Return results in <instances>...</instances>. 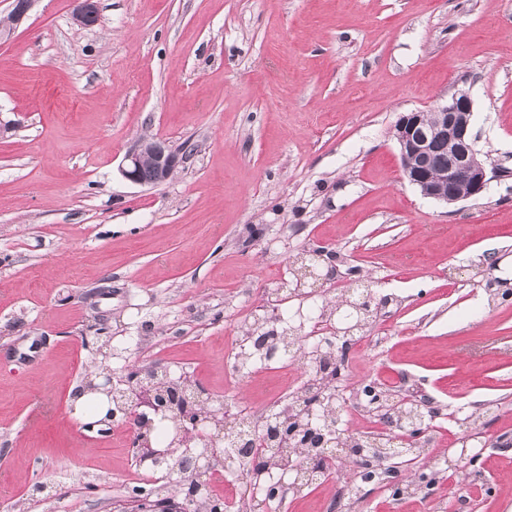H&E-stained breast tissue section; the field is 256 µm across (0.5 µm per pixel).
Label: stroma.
<instances>
[{"label":"stroma","instance_id":"35a3bbf8","mask_svg":"<svg viewBox=\"0 0 512 512\" xmlns=\"http://www.w3.org/2000/svg\"><path fill=\"white\" fill-rule=\"evenodd\" d=\"M36 0L0 43V512H130L139 471L116 428L85 430L73 397L128 336L132 365L189 378L208 406L285 398L282 371L225 372L226 339L307 250L337 253L314 301L362 284L397 309L347 384L418 379L442 405L497 404L485 450L412 497L331 486L276 512H512V0ZM475 146L502 177L448 207L409 185L401 114L456 90ZM186 158L157 187L119 165L142 137ZM76 4L73 19L74 21L85 27L92 28L99 21L98 5L95 0H73Z\"/></svg>","mask_w":512,"mask_h":512}]
</instances>
